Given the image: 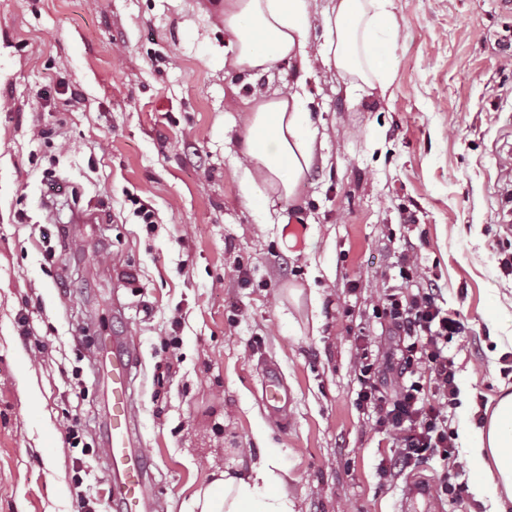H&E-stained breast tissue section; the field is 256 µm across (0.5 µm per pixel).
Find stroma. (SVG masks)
<instances>
[{
	"label": "stroma",
	"mask_w": 512,
	"mask_h": 512,
	"mask_svg": "<svg viewBox=\"0 0 512 512\" xmlns=\"http://www.w3.org/2000/svg\"><path fill=\"white\" fill-rule=\"evenodd\" d=\"M393 12L392 86L364 95L333 70L302 79L296 60L229 71L215 0H0V512H113L95 362L112 335L135 356L157 512L262 452L296 512H401L446 466L380 478L396 441L357 406L355 363L393 353L374 308L408 249L417 285L464 322L449 426L477 441L484 405L512 388V346L495 342L512 336V10ZM301 79L313 167L292 201L251 209L242 127L255 99ZM80 212L95 223H72ZM272 370L277 413L262 400Z\"/></svg>",
	"instance_id": "35a3bbf8"
}]
</instances>
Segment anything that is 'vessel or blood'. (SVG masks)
<instances>
[{
    "label": "vessel or blood",
    "mask_w": 512,
    "mask_h": 512,
    "mask_svg": "<svg viewBox=\"0 0 512 512\" xmlns=\"http://www.w3.org/2000/svg\"><path fill=\"white\" fill-rule=\"evenodd\" d=\"M112 382V412L106 454L112 467L111 500L115 512H154L148 458L135 448L132 361L129 346L113 338L107 348Z\"/></svg>",
    "instance_id": "obj_1"
}]
</instances>
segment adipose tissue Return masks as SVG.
I'll return each mask as SVG.
<instances>
[{
  "instance_id": "adipose-tissue-1",
  "label": "adipose tissue",
  "mask_w": 512,
  "mask_h": 512,
  "mask_svg": "<svg viewBox=\"0 0 512 512\" xmlns=\"http://www.w3.org/2000/svg\"><path fill=\"white\" fill-rule=\"evenodd\" d=\"M224 30L235 44L224 66L239 73L265 72L280 60L307 61L310 0H224ZM322 64L350 83L388 90L387 67L397 49L399 26L391 0H336L325 19ZM305 83L293 91L260 98L249 113L241 152L250 165L242 173L244 199L261 207L265 192L293 200L314 159L317 130L306 108ZM466 459L480 480L476 497L487 512H512V392L493 398L478 446ZM189 512H294L277 457L262 455L246 474L215 469L193 493Z\"/></svg>"
}]
</instances>
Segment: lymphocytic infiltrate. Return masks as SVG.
Returning <instances> with one entry per match:
<instances>
[{"instance_id":"obj_1","label":"lymphocytic infiltrate","mask_w":512,"mask_h":512,"mask_svg":"<svg viewBox=\"0 0 512 512\" xmlns=\"http://www.w3.org/2000/svg\"><path fill=\"white\" fill-rule=\"evenodd\" d=\"M375 311L397 338L399 381L393 393L382 391L378 368L360 355L356 403L372 409L379 430L396 433L400 442L397 458L379 464L381 475L398 477L434 456L454 461L448 410L457 401L456 366L448 344L463 333L464 324L424 288L385 295Z\"/></svg>"}]
</instances>
